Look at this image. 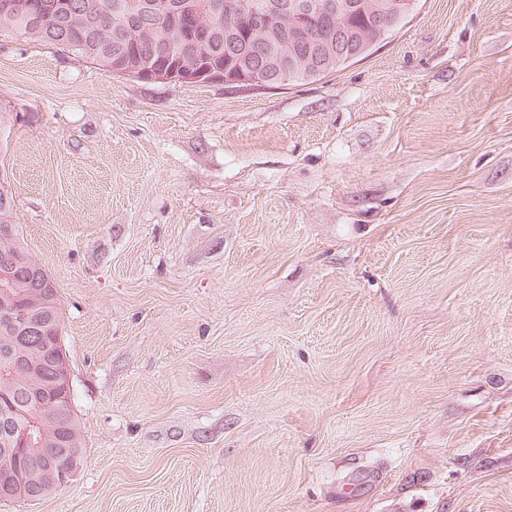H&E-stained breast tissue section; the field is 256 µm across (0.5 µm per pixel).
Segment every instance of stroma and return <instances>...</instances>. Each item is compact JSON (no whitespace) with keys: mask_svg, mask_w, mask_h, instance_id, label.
<instances>
[{"mask_svg":"<svg viewBox=\"0 0 512 512\" xmlns=\"http://www.w3.org/2000/svg\"><path fill=\"white\" fill-rule=\"evenodd\" d=\"M0 106L84 451L0 512H512V0L268 90L2 36Z\"/></svg>","mask_w":512,"mask_h":512,"instance_id":"stroma-1","label":"stroma"}]
</instances>
